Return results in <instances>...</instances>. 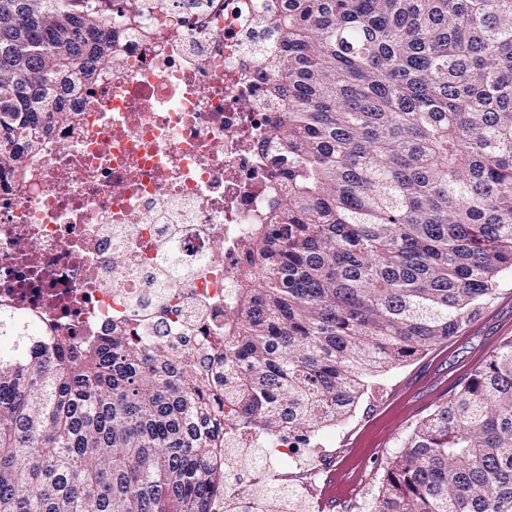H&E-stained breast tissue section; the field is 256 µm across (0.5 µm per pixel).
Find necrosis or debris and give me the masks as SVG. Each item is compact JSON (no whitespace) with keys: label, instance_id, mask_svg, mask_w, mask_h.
<instances>
[{"label":"necrosis or debris","instance_id":"1","mask_svg":"<svg viewBox=\"0 0 512 512\" xmlns=\"http://www.w3.org/2000/svg\"><path fill=\"white\" fill-rule=\"evenodd\" d=\"M261 0H166L112 20V62L66 100L21 178L0 175V315L74 336L113 328L172 353L224 333L252 227L282 194ZM316 483L287 436L253 433Z\"/></svg>","mask_w":512,"mask_h":512}]
</instances>
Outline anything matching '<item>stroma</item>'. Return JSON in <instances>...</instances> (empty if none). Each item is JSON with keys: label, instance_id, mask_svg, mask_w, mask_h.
<instances>
[{"label": "stroma", "instance_id": "1", "mask_svg": "<svg viewBox=\"0 0 512 512\" xmlns=\"http://www.w3.org/2000/svg\"><path fill=\"white\" fill-rule=\"evenodd\" d=\"M512 339V274H505L493 300L448 341L388 373L368 379L348 420L327 434L334 443L324 461L328 473L361 472L362 500L347 497L328 507L321 487L299 488L303 512H367L376 497L383 468L414 426L446 401L503 341Z\"/></svg>", "mask_w": 512, "mask_h": 512}]
</instances>
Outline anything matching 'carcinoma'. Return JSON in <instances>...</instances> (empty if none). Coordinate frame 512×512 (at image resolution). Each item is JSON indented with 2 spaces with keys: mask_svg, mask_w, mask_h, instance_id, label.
Here are the masks:
<instances>
[{
  "mask_svg": "<svg viewBox=\"0 0 512 512\" xmlns=\"http://www.w3.org/2000/svg\"><path fill=\"white\" fill-rule=\"evenodd\" d=\"M108 2L0 0V172L108 63ZM255 23L284 193L236 314L203 359L25 329L37 356L0 353V512H223L229 433L310 444L512 271V0H264ZM372 509L512 512V339L415 425Z\"/></svg>",
  "mask_w": 512,
  "mask_h": 512,
  "instance_id": "carcinoma-1",
  "label": "carcinoma"
}]
</instances>
